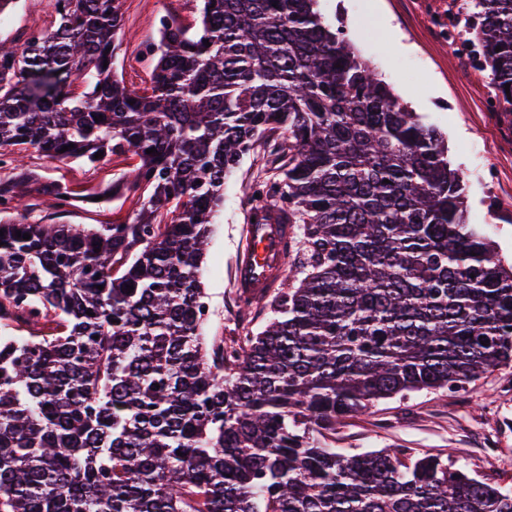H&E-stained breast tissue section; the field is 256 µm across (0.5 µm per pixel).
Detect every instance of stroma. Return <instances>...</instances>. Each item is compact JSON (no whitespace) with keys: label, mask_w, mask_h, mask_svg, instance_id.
Masks as SVG:
<instances>
[{"label":"stroma","mask_w":512,"mask_h":512,"mask_svg":"<svg viewBox=\"0 0 512 512\" xmlns=\"http://www.w3.org/2000/svg\"><path fill=\"white\" fill-rule=\"evenodd\" d=\"M474 0H320L327 22L345 21V33L357 53L379 77L424 120L446 136L448 158L463 177L468 195V221L478 225L499 258L512 263V119L495 111L496 90L488 72L479 68L467 46H453L442 33L439 15L459 22L474 10ZM165 7L185 26L197 22L196 0H126L118 49L127 85L143 88L150 66L136 58L158 38L156 13ZM54 17L45 0H20L0 15V40L25 38L31 28L49 29ZM264 160L255 153L224 180V205L212 227L201 280L211 314L203 327L207 337L225 343L242 336L243 323L261 329L271 315L259 307L249 320L238 313L234 267L246 243L250 222L249 188ZM129 163L120 158L87 168L56 162L28 151L26 170L40 181L62 180L75 197L67 211H58L50 196L30 191L16 219L41 224H109L136 208L135 198L96 207L88 195L122 175ZM329 446L347 453L380 448H414L450 457L478 478L512 488V368L483 375L457 391L419 392L382 400L344 420L327 433ZM495 457H488L487 446Z\"/></svg>","instance_id":"35a3bbf8"}]
</instances>
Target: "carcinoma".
Here are the masks:
<instances>
[{
  "label": "carcinoma",
  "instance_id": "cac0c4a2",
  "mask_svg": "<svg viewBox=\"0 0 512 512\" xmlns=\"http://www.w3.org/2000/svg\"><path fill=\"white\" fill-rule=\"evenodd\" d=\"M124 2L56 0L53 29L0 41V512H512V490L438 454L324 441L380 400L512 365V265L468 223L443 134L318 0H199L131 89ZM474 8L462 34L511 113L512 0ZM257 148L277 175L255 220L288 225L294 274L237 295L274 316L226 347L201 333L199 272L224 178ZM30 149L136 158L100 192L137 195L132 216L14 220Z\"/></svg>",
  "mask_w": 512,
  "mask_h": 512
}]
</instances>
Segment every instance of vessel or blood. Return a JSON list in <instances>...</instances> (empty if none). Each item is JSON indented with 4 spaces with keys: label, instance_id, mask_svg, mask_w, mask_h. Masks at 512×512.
<instances>
[{
    "label": "vessel or blood",
    "instance_id": "1",
    "mask_svg": "<svg viewBox=\"0 0 512 512\" xmlns=\"http://www.w3.org/2000/svg\"><path fill=\"white\" fill-rule=\"evenodd\" d=\"M284 224H248V246L237 263L234 286L260 291L274 287V277L283 272L286 258L281 252V238L287 234Z\"/></svg>",
    "mask_w": 512,
    "mask_h": 512
}]
</instances>
